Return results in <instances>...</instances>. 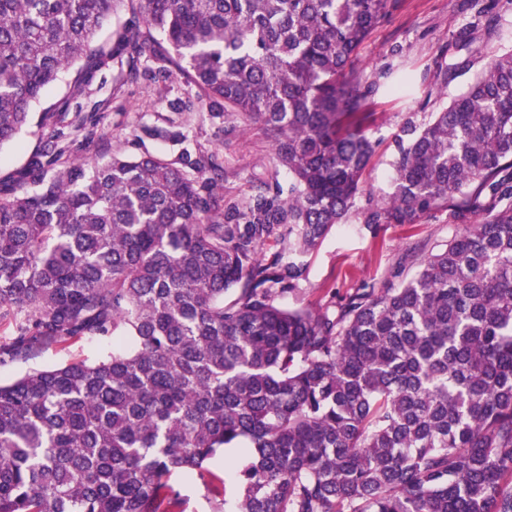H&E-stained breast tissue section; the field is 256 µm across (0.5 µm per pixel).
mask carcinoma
I'll return each mask as SVG.
<instances>
[{
	"mask_svg": "<svg viewBox=\"0 0 512 512\" xmlns=\"http://www.w3.org/2000/svg\"><path fill=\"white\" fill-rule=\"evenodd\" d=\"M113 2L0 0V148L77 73L0 180V360L112 337L0 384V512H180L172 477H214L220 448L239 453L232 512H512V51L401 130L367 228L469 188L490 215L397 285L286 309L373 156L351 74L391 0H128L95 48ZM147 52L259 124L288 185L229 203L213 154L61 161L71 99ZM131 18L127 0H118L112 14L99 28L94 36V44L110 48L114 46L117 32L121 31ZM74 70H66L60 73L58 80L45 93L40 101L33 105L32 126L20 133L13 143L6 145L0 151V178H6L21 169L29 156L37 149L40 138L36 124L46 110L53 108L66 96L74 78Z\"/></svg>",
	"mask_w": 512,
	"mask_h": 512,
	"instance_id": "carcinoma-1",
	"label": "carcinoma"
}]
</instances>
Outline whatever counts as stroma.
<instances>
[{"instance_id":"obj_1","label":"stroma","mask_w":512,"mask_h":512,"mask_svg":"<svg viewBox=\"0 0 512 512\" xmlns=\"http://www.w3.org/2000/svg\"><path fill=\"white\" fill-rule=\"evenodd\" d=\"M511 49L512 0H394L354 68L360 88L368 92L364 109L371 117L364 132L377 144L364 188L346 223L333 227L307 256L302 294L282 296L281 306L317 309L361 284L411 276L412 252L440 248L456 225L483 220L490 208L484 200L461 214L449 208L420 214L411 226L383 224L374 233L365 227L369 213L394 191L391 161L403 126L427 120L464 92L495 56ZM161 66L154 58H140L134 66L123 57L113 60L71 103V117L91 118L96 145L114 153L172 159L185 146L217 154L224 162V196L231 201L251 193L258 181L287 182L286 171H272L269 143L258 126L214 117L196 88L162 76ZM175 135L183 137V146L173 145ZM111 349V339L87 337L24 361H1L0 383L67 361H92Z\"/></svg>"}]
</instances>
